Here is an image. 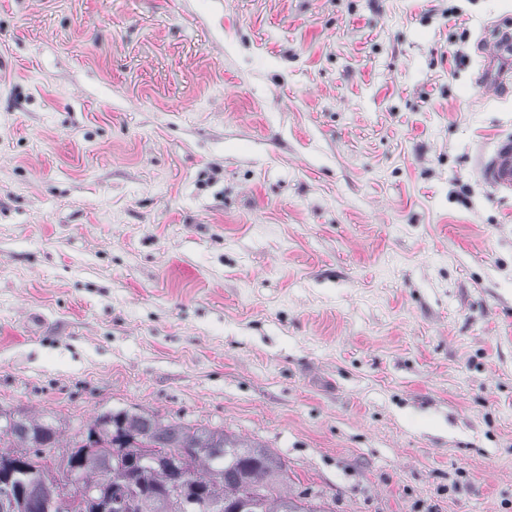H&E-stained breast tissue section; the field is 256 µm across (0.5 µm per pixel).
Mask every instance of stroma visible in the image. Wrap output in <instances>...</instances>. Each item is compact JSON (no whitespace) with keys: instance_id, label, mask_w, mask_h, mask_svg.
Listing matches in <instances>:
<instances>
[{"instance_id":"stroma-1","label":"stroma","mask_w":512,"mask_h":512,"mask_svg":"<svg viewBox=\"0 0 512 512\" xmlns=\"http://www.w3.org/2000/svg\"><path fill=\"white\" fill-rule=\"evenodd\" d=\"M512 0H0V409L263 442L329 512H512ZM499 61H502L501 64H498ZM510 72L509 63L504 65L502 52L498 55L488 59L481 71V76L477 80V85L481 86L484 83H490L497 85L499 88L503 90V92H508L509 87L507 83V73ZM477 168L486 186L512 195V135H498L489 151L480 156Z\"/></svg>"}]
</instances>
